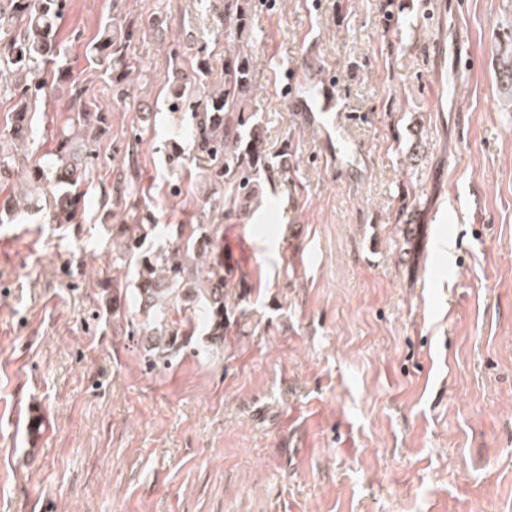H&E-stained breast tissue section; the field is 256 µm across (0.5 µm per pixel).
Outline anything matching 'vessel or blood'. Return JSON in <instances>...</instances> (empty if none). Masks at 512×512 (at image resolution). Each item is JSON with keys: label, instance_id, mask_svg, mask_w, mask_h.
Wrapping results in <instances>:
<instances>
[{"label": "vessel or blood", "instance_id": "obj_1", "mask_svg": "<svg viewBox=\"0 0 512 512\" xmlns=\"http://www.w3.org/2000/svg\"><path fill=\"white\" fill-rule=\"evenodd\" d=\"M281 84L298 119L323 128L324 140L330 146L329 156L337 169L356 173L362 151L349 135L348 117L332 83L323 78L318 69L302 71L293 68L284 72ZM26 416L27 444L33 449L45 434L46 422L41 405L29 402Z\"/></svg>", "mask_w": 512, "mask_h": 512}]
</instances>
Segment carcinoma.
<instances>
[{
  "label": "carcinoma",
  "instance_id": "obj_1",
  "mask_svg": "<svg viewBox=\"0 0 512 512\" xmlns=\"http://www.w3.org/2000/svg\"><path fill=\"white\" fill-rule=\"evenodd\" d=\"M67 7L68 0H0V93L14 100L0 131V186H13V194L0 211L12 220L42 211L47 199L52 223H85L81 187L91 177L97 142L89 129L108 124V117L87 100L61 57L59 27ZM248 12L246 0H224L223 83L200 97L190 93L188 85H205L210 55L201 47L187 53L178 43L170 50L175 70L166 76L169 111L188 112L192 119L190 151L176 141L167 144V165L183 168L194 155L207 162L204 180L210 191L228 184L243 198L251 197L254 176L269 167L260 126L244 115L255 83L251 57L235 42L248 25ZM132 37L129 30L119 36L105 29L90 48L119 99L130 95L142 76L127 53ZM49 97L61 98L70 116L52 136L54 149L33 160L27 153L36 136L33 106ZM128 157L131 161L113 169L107 195L134 209V152ZM218 233L217 224H166L159 232L133 213L112 225L121 246L115 261L126 272L112 277L104 290L112 295V319H129L131 306L143 315L136 329L150 339L144 362L151 370L169 366L185 348L169 321L172 305L189 311L190 324L201 326L209 347H224L234 307L247 290L232 294L231 279L216 261Z\"/></svg>",
  "mask_w": 512,
  "mask_h": 512
}]
</instances>
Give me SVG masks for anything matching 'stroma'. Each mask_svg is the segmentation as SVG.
I'll list each match as a JSON object with an SVG mask.
<instances>
[{"label":"stroma","instance_id":"obj_1","mask_svg":"<svg viewBox=\"0 0 512 512\" xmlns=\"http://www.w3.org/2000/svg\"><path fill=\"white\" fill-rule=\"evenodd\" d=\"M247 102L270 169L231 203L219 253L251 288L224 348L199 330L172 367L115 325L101 190L127 153L157 224H193L196 163L166 164L188 117L157 113L171 37L224 78V0H70L59 38L110 122L86 221L0 224V512H512V0H250ZM134 30L125 101L86 55ZM318 64L363 149L350 179L274 71ZM461 42L437 63L438 40ZM182 192L172 196L170 184ZM51 425L28 464L18 410Z\"/></svg>","mask_w":512,"mask_h":512}]
</instances>
